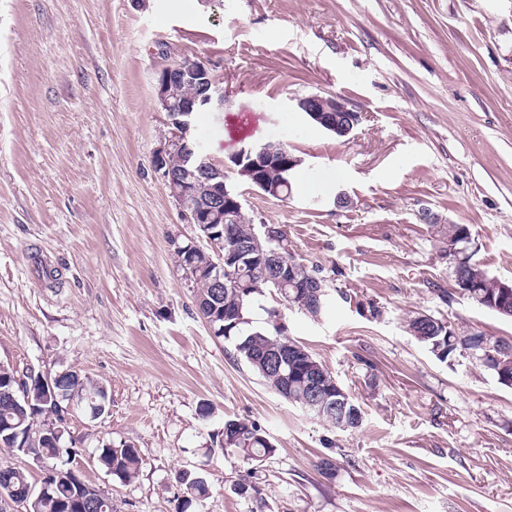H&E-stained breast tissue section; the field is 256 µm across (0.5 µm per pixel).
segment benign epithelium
Listing matches in <instances>:
<instances>
[{
  "label": "benign epithelium",
  "instance_id": "obj_1",
  "mask_svg": "<svg viewBox=\"0 0 512 512\" xmlns=\"http://www.w3.org/2000/svg\"><path fill=\"white\" fill-rule=\"evenodd\" d=\"M188 87L203 88L207 90V95L200 99L187 97L183 95V90ZM154 101L157 111L166 114L167 127L153 153L154 168L168 187L183 221L196 225L200 238L216 246L213 254L204 260L200 259L204 249L199 245L191 243L181 248L184 253V278L193 288L204 282L208 287L218 290L232 280L233 269L239 268L242 263H267L274 255V250L267 249V244L276 241L283 229L264 224L248 245L231 246L225 251L218 249L228 235L224 222L235 219L242 211V199L229 194L222 181L224 171L209 161L184 171L176 172L171 167L170 158L174 154L191 150L189 117L195 105L200 102L210 109L224 106V87L211 68L195 65L189 60H176L161 66L155 72ZM297 102L312 119L339 136L345 137L355 128V123H340L336 118V113L348 112L350 108L342 104L334 107L321 94L304 96L297 99ZM231 162L236 172L247 178L251 187L277 197V189L265 181V172L272 167L282 170L295 168L302 163V159L277 149L272 142H266L241 147L231 157ZM471 256L472 239L469 232L448 242V259L454 271V281L463 294L468 292L471 284L457 274V270ZM306 278V270L281 265L274 278L275 287L286 288L288 283H299ZM465 347L471 356L496 366L502 373L506 371L507 362L501 361L496 354L497 346L491 344L490 337L476 335L465 343Z\"/></svg>",
  "mask_w": 512,
  "mask_h": 512
}]
</instances>
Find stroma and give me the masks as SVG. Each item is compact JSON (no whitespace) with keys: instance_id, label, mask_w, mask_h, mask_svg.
Wrapping results in <instances>:
<instances>
[{"instance_id":"35a3bbf8","label":"stroma","mask_w":512,"mask_h":512,"mask_svg":"<svg viewBox=\"0 0 512 512\" xmlns=\"http://www.w3.org/2000/svg\"><path fill=\"white\" fill-rule=\"evenodd\" d=\"M184 58L223 83L194 123L211 163L246 141L302 160L283 201L228 182L326 279L322 318L282 314L357 430L275 394L195 308L175 251L198 230L152 163L154 75ZM314 93L360 113L352 134L307 119ZM448 224L512 280V0H0V363L106 387L104 416L69 418L70 462L118 512H174L182 470L209 484L194 512H512V388L405 330L420 312L512 341L456 290ZM230 418L277 448L244 494L216 441ZM106 441L138 449L131 485L97 465Z\"/></svg>"}]
</instances>
